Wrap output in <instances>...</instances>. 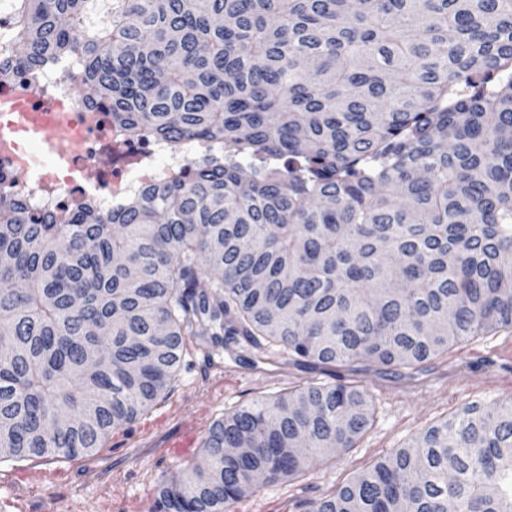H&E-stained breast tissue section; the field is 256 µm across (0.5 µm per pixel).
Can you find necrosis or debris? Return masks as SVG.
<instances>
[{"mask_svg": "<svg viewBox=\"0 0 512 512\" xmlns=\"http://www.w3.org/2000/svg\"><path fill=\"white\" fill-rule=\"evenodd\" d=\"M50 85L67 93L72 90L69 74L54 64L39 75L18 77L8 88L20 100L38 104L45 99ZM62 119L82 143L83 150L71 157L64 176L51 174L22 187L24 197L37 209L68 212L87 197L96 198L103 209L117 208L123 199L146 184L187 167L200 150L192 141L174 147L148 136L130 138L121 127L111 123L106 113L87 111L79 101L63 113ZM103 153L111 154L112 166L102 173L97 185H87L81 173Z\"/></svg>", "mask_w": 512, "mask_h": 512, "instance_id": "4bbe7bcc", "label": "necrosis or debris"}]
</instances>
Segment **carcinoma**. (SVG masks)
Segmentation results:
<instances>
[{"instance_id": "obj_1", "label": "carcinoma", "mask_w": 512, "mask_h": 512, "mask_svg": "<svg viewBox=\"0 0 512 512\" xmlns=\"http://www.w3.org/2000/svg\"><path fill=\"white\" fill-rule=\"evenodd\" d=\"M99 8L109 25L85 24ZM70 59L88 109L224 161L110 212L34 214L0 189V459L103 447L191 339L412 371L512 328V0H17L0 84ZM374 414L355 383L257 398L211 426L157 512H226L350 450ZM311 512H512V396Z\"/></svg>"}]
</instances>
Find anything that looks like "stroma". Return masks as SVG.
<instances>
[{"label": "stroma", "instance_id": "obj_1", "mask_svg": "<svg viewBox=\"0 0 512 512\" xmlns=\"http://www.w3.org/2000/svg\"><path fill=\"white\" fill-rule=\"evenodd\" d=\"M354 381L374 398L375 419L355 448L284 482L265 484L228 512H308L380 457L473 401L512 395V330L449 345L401 376L388 367L351 373L282 363L245 340L222 354L187 344L168 394L133 424L113 429L103 448L72 458L0 461V512H153L157 488L202 453L215 420L256 398H275L309 383ZM195 448L176 454L181 431Z\"/></svg>", "mask_w": 512, "mask_h": 512}]
</instances>
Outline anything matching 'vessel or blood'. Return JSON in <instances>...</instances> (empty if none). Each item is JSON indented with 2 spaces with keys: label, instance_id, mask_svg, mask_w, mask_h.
Here are the masks:
<instances>
[{
  "label": "vessel or blood",
  "instance_id": "obj_1",
  "mask_svg": "<svg viewBox=\"0 0 512 512\" xmlns=\"http://www.w3.org/2000/svg\"><path fill=\"white\" fill-rule=\"evenodd\" d=\"M41 115L30 114L20 101L0 97V112L7 114L6 124L0 125V152L13 153L18 148V141L27 138L39 147L38 154L29 155L20 160L21 169L27 170L45 164L49 160H64L77 150L76 137L60 130L53 115L61 111V102L45 103L41 106Z\"/></svg>",
  "mask_w": 512,
  "mask_h": 512
}]
</instances>
